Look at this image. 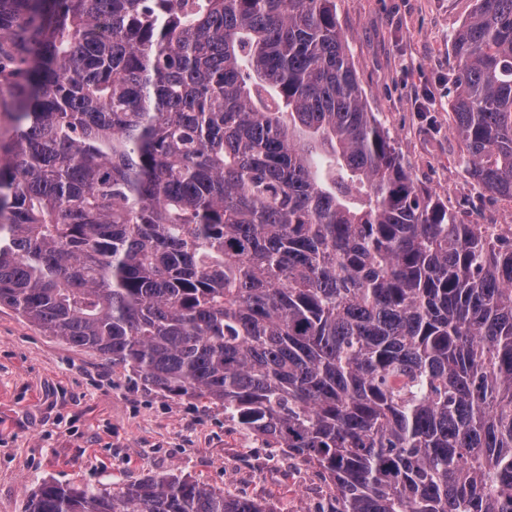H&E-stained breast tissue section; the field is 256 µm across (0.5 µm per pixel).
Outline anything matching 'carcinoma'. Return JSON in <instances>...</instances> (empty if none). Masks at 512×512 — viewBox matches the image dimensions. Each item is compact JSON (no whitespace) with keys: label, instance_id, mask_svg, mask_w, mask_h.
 <instances>
[{"label":"carcinoma","instance_id":"obj_1","mask_svg":"<svg viewBox=\"0 0 512 512\" xmlns=\"http://www.w3.org/2000/svg\"><path fill=\"white\" fill-rule=\"evenodd\" d=\"M512 199V0L452 38ZM0 305L315 470L317 512H512V237L367 110L335 0H0ZM27 512H274L187 477Z\"/></svg>","mask_w":512,"mask_h":512}]
</instances>
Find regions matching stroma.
<instances>
[{
    "instance_id": "1",
    "label": "stroma",
    "mask_w": 512,
    "mask_h": 512,
    "mask_svg": "<svg viewBox=\"0 0 512 512\" xmlns=\"http://www.w3.org/2000/svg\"><path fill=\"white\" fill-rule=\"evenodd\" d=\"M367 108L395 138L422 189L438 193L461 224L512 221V200L477 189L453 133L452 35L473 0H335ZM221 405L165 396L0 305V512H25L45 482L63 487L183 475L275 512H315L302 498L296 459L267 465L260 441L238 447Z\"/></svg>"
}]
</instances>
